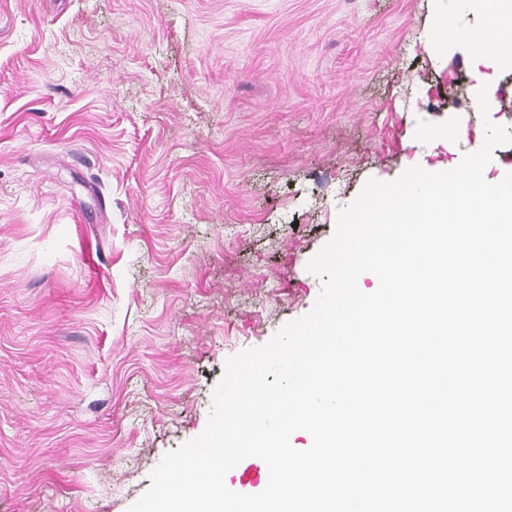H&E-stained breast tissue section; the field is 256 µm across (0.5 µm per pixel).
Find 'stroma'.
Instances as JSON below:
<instances>
[{"mask_svg":"<svg viewBox=\"0 0 512 512\" xmlns=\"http://www.w3.org/2000/svg\"><path fill=\"white\" fill-rule=\"evenodd\" d=\"M434 0H0V512H127L307 314L372 178L459 164Z\"/></svg>","mask_w":512,"mask_h":512,"instance_id":"obj_1","label":"stroma"}]
</instances>
